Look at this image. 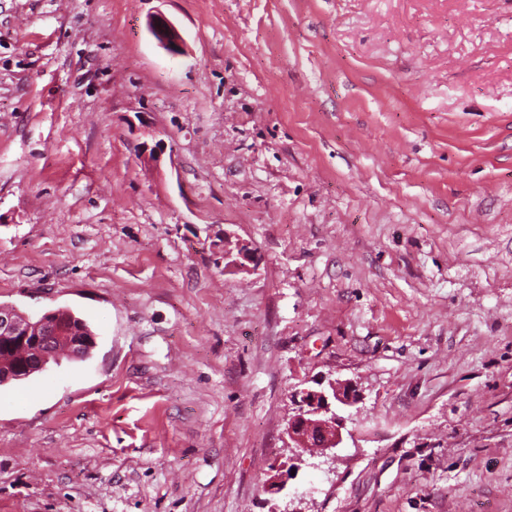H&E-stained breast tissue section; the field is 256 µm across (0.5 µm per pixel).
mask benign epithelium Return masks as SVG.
I'll return each instance as SVG.
<instances>
[{"label": "benign epithelium", "mask_w": 512, "mask_h": 512, "mask_svg": "<svg viewBox=\"0 0 512 512\" xmlns=\"http://www.w3.org/2000/svg\"><path fill=\"white\" fill-rule=\"evenodd\" d=\"M148 30L164 49L172 54L183 53L181 38L174 24L158 13L148 21ZM224 269L245 271L252 261L249 244L238 242L235 249L224 241ZM90 342V338L59 315L46 313L38 317L22 313L10 306L0 305V346L12 351H24L21 362L0 360V378L43 370L59 346L72 354ZM298 407L289 419L286 434L298 448H313L329 460L336 459V450L344 447L345 418L341 412L356 405L357 393L349 380H327L318 389L303 388L295 393Z\"/></svg>", "instance_id": "obj_1"}]
</instances>
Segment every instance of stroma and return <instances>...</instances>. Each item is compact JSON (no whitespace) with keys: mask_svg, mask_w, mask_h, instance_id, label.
<instances>
[{"mask_svg":"<svg viewBox=\"0 0 512 512\" xmlns=\"http://www.w3.org/2000/svg\"><path fill=\"white\" fill-rule=\"evenodd\" d=\"M0 305V512H512V0H0ZM148 30L164 49L172 54H181L184 49L174 24L163 14H155L148 21ZM229 241L225 239L224 241V267L225 269H235L237 271H245L248 270V265L252 261L253 251L248 243L238 242L236 243L234 254V250L228 248ZM54 313L80 325L86 335L94 336L88 323L70 310L58 309ZM58 314L46 313L34 317L13 307L0 305V346L7 347L11 352L16 349L25 351L21 362H5L0 358V378L29 372L31 368L45 369L49 358L61 345L73 355L80 354L79 350L91 339ZM11 352L2 354L0 351V356L6 359V355L12 356ZM324 382L318 383L319 389L303 388L295 393L298 407L286 434L295 448H313L322 457L336 460V450L345 448V418L340 413L356 405L358 395L349 380L329 378L323 386Z\"/></svg>","mask_w":512,"mask_h":512,"instance_id":"35a3bbf8","label":"stroma"}]
</instances>
